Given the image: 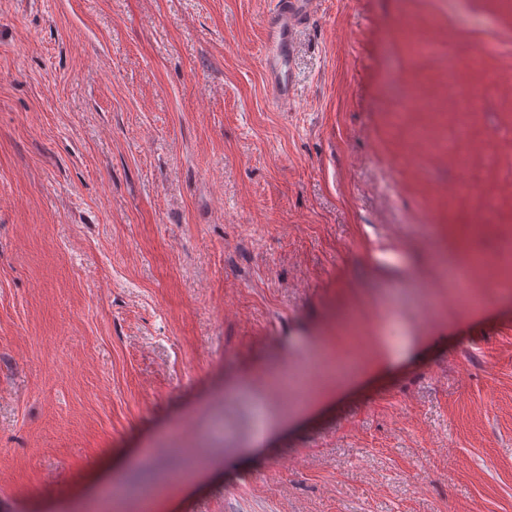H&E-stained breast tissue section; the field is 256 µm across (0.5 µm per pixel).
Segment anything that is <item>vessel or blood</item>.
<instances>
[{"mask_svg": "<svg viewBox=\"0 0 512 512\" xmlns=\"http://www.w3.org/2000/svg\"><path fill=\"white\" fill-rule=\"evenodd\" d=\"M312 4L313 0H277L267 29L272 50L264 62L275 102L287 103L293 95L290 62L297 48V32L310 20Z\"/></svg>", "mask_w": 512, "mask_h": 512, "instance_id": "b4317fda", "label": "vessel or blood"}]
</instances>
